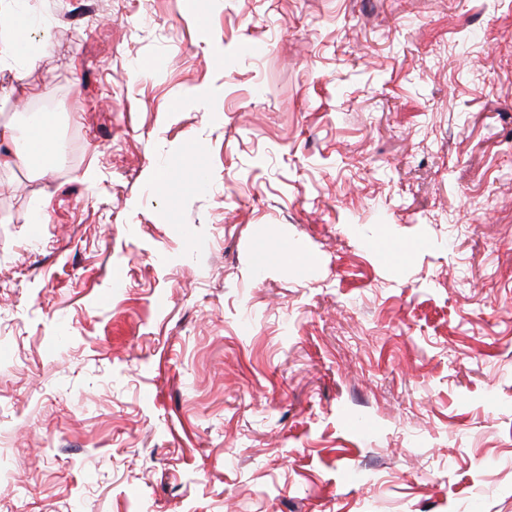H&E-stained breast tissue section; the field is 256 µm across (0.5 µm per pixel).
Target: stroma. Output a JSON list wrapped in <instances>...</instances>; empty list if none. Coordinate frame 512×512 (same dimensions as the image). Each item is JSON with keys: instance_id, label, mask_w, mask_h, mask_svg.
Returning a JSON list of instances; mask_svg holds the SVG:
<instances>
[{"instance_id": "1", "label": "stroma", "mask_w": 512, "mask_h": 512, "mask_svg": "<svg viewBox=\"0 0 512 512\" xmlns=\"http://www.w3.org/2000/svg\"><path fill=\"white\" fill-rule=\"evenodd\" d=\"M16 6L0 512H512V0ZM13 0L0 1V70L5 67L14 69V79L21 81L22 67L40 56L54 50V45L48 35H44L36 43L32 39V26L24 22L15 14ZM21 24L27 29V35L20 38L17 25ZM11 62H22V65L12 66ZM56 113L44 112L33 126L6 123L0 125L1 143L10 147L0 154V168L31 167L37 158L46 155L53 147L56 132Z\"/></svg>"}]
</instances>
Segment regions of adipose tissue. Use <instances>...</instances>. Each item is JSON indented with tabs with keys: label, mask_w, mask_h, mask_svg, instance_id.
Listing matches in <instances>:
<instances>
[{
	"label": "adipose tissue",
	"mask_w": 512,
	"mask_h": 512,
	"mask_svg": "<svg viewBox=\"0 0 512 512\" xmlns=\"http://www.w3.org/2000/svg\"><path fill=\"white\" fill-rule=\"evenodd\" d=\"M20 19L15 14L14 0H0V69L10 63H28L50 53L54 45L50 37L33 40L19 37ZM57 119L55 113H43L36 125L6 123L0 125V142L8 144L0 154V168L13 169L32 166L37 158L46 155L55 141Z\"/></svg>",
	"instance_id": "1"
}]
</instances>
